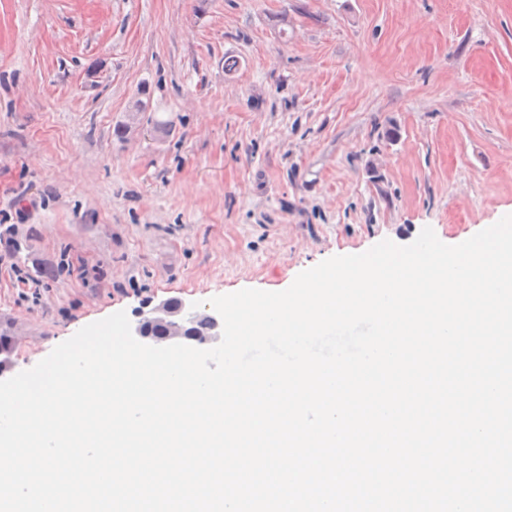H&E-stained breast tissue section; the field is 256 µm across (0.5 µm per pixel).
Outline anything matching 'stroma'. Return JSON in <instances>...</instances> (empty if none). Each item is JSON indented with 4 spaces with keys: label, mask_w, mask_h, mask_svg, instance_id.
<instances>
[{
    "label": "stroma",
    "mask_w": 512,
    "mask_h": 512,
    "mask_svg": "<svg viewBox=\"0 0 512 512\" xmlns=\"http://www.w3.org/2000/svg\"><path fill=\"white\" fill-rule=\"evenodd\" d=\"M510 214L512 0H0L14 371L121 310Z\"/></svg>",
    "instance_id": "obj_1"
}]
</instances>
